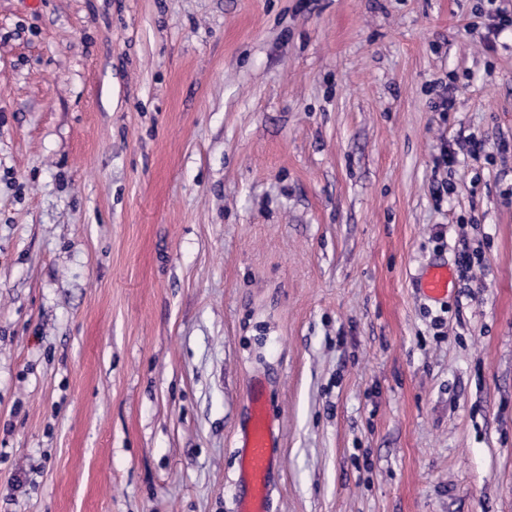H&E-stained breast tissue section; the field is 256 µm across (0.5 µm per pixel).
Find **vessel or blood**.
Listing matches in <instances>:
<instances>
[{"label":"vessel or blood","instance_id":"obj_1","mask_svg":"<svg viewBox=\"0 0 512 512\" xmlns=\"http://www.w3.org/2000/svg\"><path fill=\"white\" fill-rule=\"evenodd\" d=\"M452 272L447 265L429 266L423 273L420 286L425 295L433 300L448 296V284ZM276 435L271 422L263 411L252 413L243 435L242 475L251 494L243 503V512H264V501L268 490V477L275 461Z\"/></svg>","mask_w":512,"mask_h":512}]
</instances>
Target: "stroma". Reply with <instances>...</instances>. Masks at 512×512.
Instances as JSON below:
<instances>
[{
  "label": "stroma",
  "instance_id": "stroma-1",
  "mask_svg": "<svg viewBox=\"0 0 512 512\" xmlns=\"http://www.w3.org/2000/svg\"><path fill=\"white\" fill-rule=\"evenodd\" d=\"M497 8L0 0V512H512ZM451 279L452 272L447 265H432L423 273L420 288L428 298L443 300L448 296V284ZM251 414L243 435L242 475L251 487L250 496L244 501V512H263L268 490V477L275 461L276 435L271 422L258 406Z\"/></svg>",
  "mask_w": 512,
  "mask_h": 512
}]
</instances>
